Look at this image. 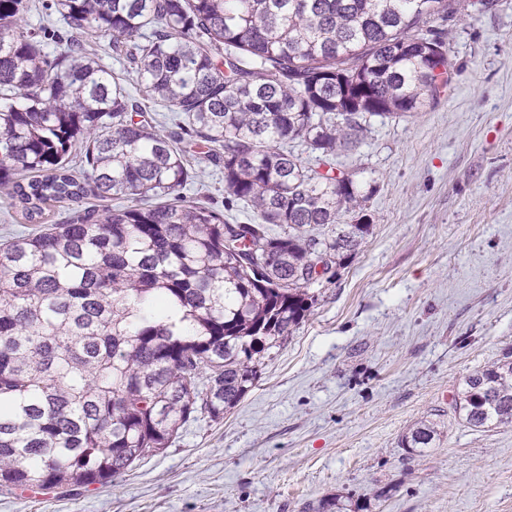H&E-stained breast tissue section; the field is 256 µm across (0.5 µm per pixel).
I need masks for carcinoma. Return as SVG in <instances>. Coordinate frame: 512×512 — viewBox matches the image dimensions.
I'll return each instance as SVG.
<instances>
[{
    "label": "carcinoma",
    "instance_id": "1",
    "mask_svg": "<svg viewBox=\"0 0 512 512\" xmlns=\"http://www.w3.org/2000/svg\"><path fill=\"white\" fill-rule=\"evenodd\" d=\"M29 10L0 0V208L74 215L0 244V493L110 483L236 407L310 312L317 267L370 234L338 222L372 190L335 172L337 152L375 117L421 111L453 71L429 27L449 0H55L71 35L54 54ZM89 35L112 36L167 131ZM202 164L250 222L181 196ZM90 196L124 204L79 207ZM452 408L512 425V359L471 373ZM435 436L421 421L401 445L421 455Z\"/></svg>",
    "mask_w": 512,
    "mask_h": 512
}]
</instances>
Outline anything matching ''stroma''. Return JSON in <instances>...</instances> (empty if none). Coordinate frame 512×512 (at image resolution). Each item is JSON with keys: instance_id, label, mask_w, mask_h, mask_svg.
Here are the masks:
<instances>
[{"instance_id": "1", "label": "stroma", "mask_w": 512, "mask_h": 512, "mask_svg": "<svg viewBox=\"0 0 512 512\" xmlns=\"http://www.w3.org/2000/svg\"><path fill=\"white\" fill-rule=\"evenodd\" d=\"M450 86L336 160L374 188L371 232L218 421L111 483L0 494V512H512V426L451 403L512 350V0H456ZM437 423L427 453L400 440Z\"/></svg>"}]
</instances>
